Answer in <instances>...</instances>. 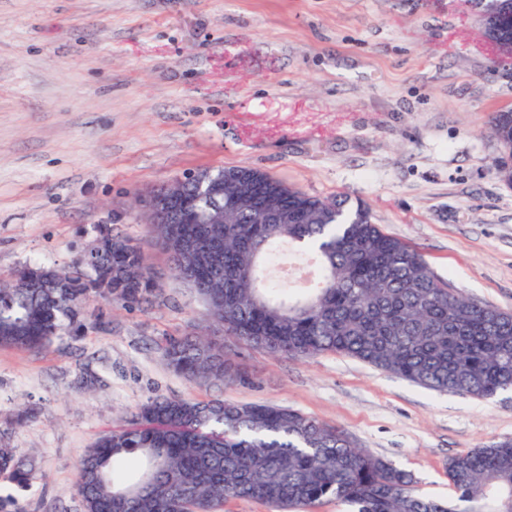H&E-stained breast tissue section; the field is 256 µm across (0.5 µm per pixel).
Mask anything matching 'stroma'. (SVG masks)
Instances as JSON below:
<instances>
[{
  "instance_id": "35a3bbf8",
  "label": "stroma",
  "mask_w": 512,
  "mask_h": 512,
  "mask_svg": "<svg viewBox=\"0 0 512 512\" xmlns=\"http://www.w3.org/2000/svg\"><path fill=\"white\" fill-rule=\"evenodd\" d=\"M509 106L512 66H493L471 0H0V278L71 266L101 225L162 274L151 307L99 302L44 351L0 348V447L37 461L0 497L83 512V449L164 396L292 407L453 498L449 458L512 438V392L438 394L231 336V379L189 383L163 344L197 332L205 305L166 276L137 201L200 169L254 168L366 205L450 288L512 311V189L489 133Z\"/></svg>"
}]
</instances>
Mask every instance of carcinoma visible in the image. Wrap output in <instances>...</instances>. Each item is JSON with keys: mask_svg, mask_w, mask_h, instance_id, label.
<instances>
[{"mask_svg": "<svg viewBox=\"0 0 512 512\" xmlns=\"http://www.w3.org/2000/svg\"><path fill=\"white\" fill-rule=\"evenodd\" d=\"M498 177L512 182V108L493 113ZM257 190L288 207V224H262L243 204L226 214L224 272L214 274L178 244L154 239L176 278L195 269L205 319L274 355L326 353L358 359L437 393L490 400L512 391V312L463 297L412 246L386 233L362 205L323 199L249 167ZM317 270L295 295L273 281L281 255ZM47 288L0 281V346L39 351L97 300L127 305L156 296L162 273L140 248L106 229ZM167 365L191 383L224 382V351L204 335L169 337ZM35 464L0 447V478L29 485ZM448 502L422 496L413 476L347 432L285 406L195 398L139 404L128 423L80 457L84 512H221L229 499L277 512H311L325 499L351 512H512V438L448 459Z\"/></svg>", "mask_w": 512, "mask_h": 512, "instance_id": "obj_1", "label": "carcinoma"}]
</instances>
